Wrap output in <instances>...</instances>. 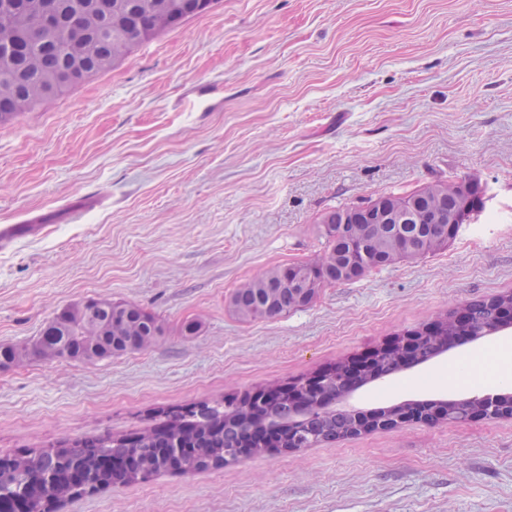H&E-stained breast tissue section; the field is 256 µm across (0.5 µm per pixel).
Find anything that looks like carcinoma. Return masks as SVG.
Segmentation results:
<instances>
[{"mask_svg":"<svg viewBox=\"0 0 512 512\" xmlns=\"http://www.w3.org/2000/svg\"><path fill=\"white\" fill-rule=\"evenodd\" d=\"M28 0H0V25L16 29L11 40H0V124L17 113L15 101L28 96L43 74L65 75L84 70L93 75L105 70L102 61L122 47L133 53L149 30L161 34L187 18L209 10L215 0H176L177 6L160 18L151 0H47L54 12V27L43 36H29ZM95 7L99 26L86 36L87 49L76 58L67 50V33L82 26L87 9ZM478 185L464 192H448L431 201L415 190L399 196L411 212L435 205L445 214L461 217L453 228L446 224L371 222L360 206H345L322 214L318 220L325 239L324 263L309 261L276 268L270 281L260 275L236 289L229 302L235 317L256 322L280 317L303 308L323 286L355 281L396 261L423 257L448 246L462 225L482 208ZM512 306V293L493 295L467 303L439 317L432 334L419 331L414 350L416 363L429 361L444 351L451 336H481L498 324L500 311ZM164 334L163 325L137 305L110 299L63 308L31 345H0V368L31 356L50 353L81 362H94L140 350ZM346 363L330 369L318 390L303 380L290 384L299 401L283 393L267 398L257 389L222 400L198 401L187 406L156 411L159 423L127 435L110 434L66 440L55 448L0 455V512H50V506L114 485L144 482L164 474L191 475L218 469L230 462L288 448H310L374 429L379 422L395 426L414 416L450 425L470 420L478 411L473 399L406 403L378 408L368 414L338 409L331 401L374 380L404 368L399 354L380 350L368 368L353 378L341 374Z\"/></svg>","mask_w":512,"mask_h":512,"instance_id":"carcinoma-1","label":"carcinoma"}]
</instances>
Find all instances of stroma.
Returning a JSON list of instances; mask_svg holds the SVG:
<instances>
[{
	"mask_svg": "<svg viewBox=\"0 0 512 512\" xmlns=\"http://www.w3.org/2000/svg\"><path fill=\"white\" fill-rule=\"evenodd\" d=\"M475 178L486 210L444 250L245 323V281L320 255V215ZM0 345L63 307L129 302L163 336L86 364L0 368V452L124 435L160 408L288 383L512 291V0H215L111 70L0 126ZM191 320L196 335L182 333ZM512 327L344 402L512 393ZM59 512H512V419L410 421Z\"/></svg>",
	"mask_w": 512,
	"mask_h": 512,
	"instance_id": "obj_1",
	"label": "stroma"
}]
</instances>
